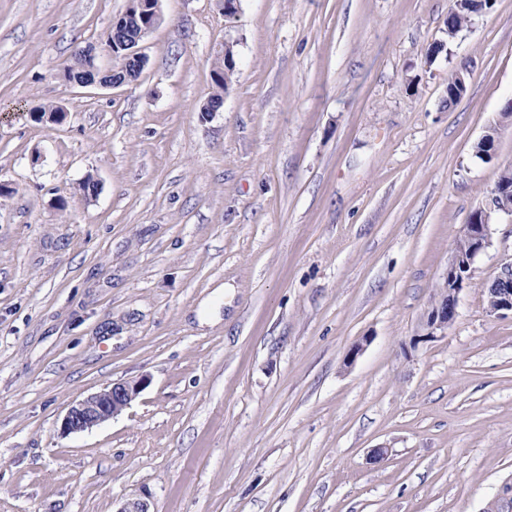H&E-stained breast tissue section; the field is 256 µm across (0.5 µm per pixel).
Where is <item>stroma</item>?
<instances>
[{
  "mask_svg": "<svg viewBox=\"0 0 512 512\" xmlns=\"http://www.w3.org/2000/svg\"><path fill=\"white\" fill-rule=\"evenodd\" d=\"M127 5L0 0V512H483L512 478V318L483 294L511 218L447 336L417 337L512 165V0L453 39L451 0H161L136 81L70 85ZM229 66L235 67L234 57L229 55L227 48L224 49V57H217L213 66V81L215 91L208 98L210 105L217 106L221 102H224L226 92L229 89L230 83L232 84V77L234 75V69L224 71V59ZM30 117L36 123L60 124L66 118V111L53 103H41L30 109ZM147 383L145 378L135 382H114L99 392L75 401L63 417V432L81 433L113 420L129 408Z\"/></svg>",
  "mask_w": 512,
  "mask_h": 512,
  "instance_id": "stroma-1",
  "label": "stroma"
}]
</instances>
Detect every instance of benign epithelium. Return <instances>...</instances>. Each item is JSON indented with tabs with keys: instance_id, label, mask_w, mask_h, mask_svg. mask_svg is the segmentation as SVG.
I'll return each mask as SVG.
<instances>
[{
	"instance_id": "1",
	"label": "benign epithelium",
	"mask_w": 512,
	"mask_h": 512,
	"mask_svg": "<svg viewBox=\"0 0 512 512\" xmlns=\"http://www.w3.org/2000/svg\"><path fill=\"white\" fill-rule=\"evenodd\" d=\"M149 11L154 17H160V4L153 0H129L125 13L113 21L112 59L118 65L101 72L97 64L95 50H90V76L71 81V85L79 88H116L125 82L116 78V73L131 59L147 62V57L140 50V43L152 30V26L144 24L133 38H124L125 19ZM491 202L493 209L512 216V186L496 184L492 190ZM490 215L477 210L470 223L462 225L457 239L465 240L470 245L467 254L452 252L448 261L446 276L442 285L431 301L430 310L424 324V334L419 336L423 342H433L445 337L458 315V297L469 280L470 270L476 257L491 243ZM483 293L490 295L492 305L489 311L498 316L512 315V260L501 264L494 278L487 283ZM148 380L142 378L135 382L119 381L112 385L75 401L62 420L65 433H81L98 427L121 415L147 385ZM492 503L501 507V512H512V484H504L493 496Z\"/></svg>"
}]
</instances>
